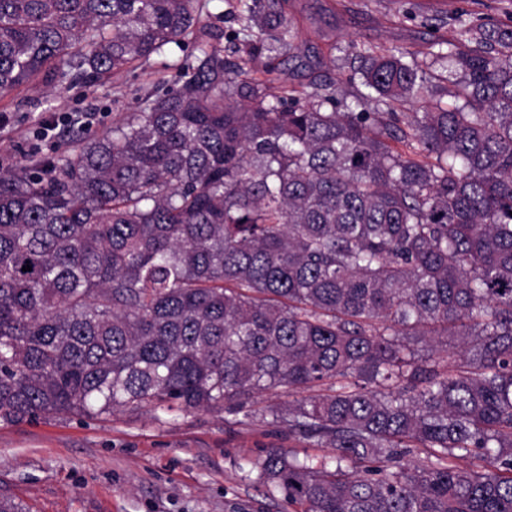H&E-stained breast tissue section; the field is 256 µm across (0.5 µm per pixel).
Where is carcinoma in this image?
I'll use <instances>...</instances> for the list:
<instances>
[{
    "mask_svg": "<svg viewBox=\"0 0 512 512\" xmlns=\"http://www.w3.org/2000/svg\"><path fill=\"white\" fill-rule=\"evenodd\" d=\"M283 2L236 0L251 40L229 60L207 0H0L1 97L197 51L112 130L72 119L71 156L0 171V421L249 418L257 393L309 391L262 415L331 455L265 449L270 498L512 512V25L458 12L429 46L446 76L351 46L367 112L252 77L301 52Z\"/></svg>",
    "mask_w": 512,
    "mask_h": 512,
    "instance_id": "obj_1",
    "label": "carcinoma"
}]
</instances>
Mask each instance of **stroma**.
Segmentation results:
<instances>
[{"label":"stroma","instance_id":"35a3bbf8","mask_svg":"<svg viewBox=\"0 0 512 512\" xmlns=\"http://www.w3.org/2000/svg\"><path fill=\"white\" fill-rule=\"evenodd\" d=\"M235 0H211L205 30L221 33L225 57L241 56L244 39ZM466 9L512 21V0H286L300 57L267 72V56L251 63L253 77L274 91L298 96L331 84L354 99L362 79L347 49L355 43L407 49L421 68L439 73L428 55L430 34L421 15L454 16ZM189 49L170 44L134 72L95 85L46 94L22 86L0 97V168L12 169L32 153L61 157L74 144L69 119L85 116L99 135L135 108L136 95L172 84ZM302 451L262 417L238 423L224 412L173 410L162 416L139 410L101 419L60 415L46 420L0 421V496L23 512H300L247 480L253 462L270 445Z\"/></svg>","mask_w":512,"mask_h":512}]
</instances>
